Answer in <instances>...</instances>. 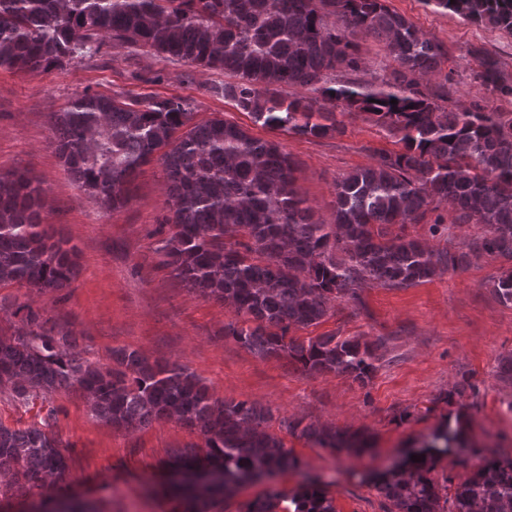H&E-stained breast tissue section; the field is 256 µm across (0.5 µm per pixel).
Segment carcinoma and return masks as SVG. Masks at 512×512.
<instances>
[{
    "instance_id": "1",
    "label": "carcinoma",
    "mask_w": 512,
    "mask_h": 512,
    "mask_svg": "<svg viewBox=\"0 0 512 512\" xmlns=\"http://www.w3.org/2000/svg\"><path fill=\"white\" fill-rule=\"evenodd\" d=\"M478 26L512 32V0H427ZM384 44L395 67L377 86L340 78L360 67L355 38ZM172 62L237 78L215 87L253 122L307 138L342 136L336 108L376 118L402 147L336 182L335 219L316 218L296 187L295 163L281 145L250 136L220 118L193 122L180 98L156 100L85 92L50 117V139L77 187L109 210L129 202L127 185L159 159L167 174L169 216L157 229L163 264L187 288L234 308L224 335L259 358L286 356L309 374L345 375L367 386L380 361L378 344L334 333L299 340L291 333L318 325L339 299L366 285L409 288L455 270L470 256L512 262V113L479 104L445 110L446 97L419 78L442 70L448 55L386 0H0V68L39 72L98 52L105 40ZM491 96H512V81L492 56L475 74ZM301 93L283 96L279 87ZM397 104H391V100ZM45 189L24 175L0 174V286L60 292L80 274L78 251L44 223ZM454 224H483L469 252H436L393 225L444 230L438 204ZM512 305V269L493 284ZM14 332L0 335V386L27 405L40 395L78 388L96 415L117 429L175 420L203 440L172 452L163 470L210 469L209 484H171L183 512H224L241 481L299 465L270 432L271 408L221 399L188 368L126 347L111 363L92 361L70 330L29 304L17 306ZM465 378L443 397L446 424L433 432L425 461L373 475L384 512H512V459L489 451L484 464L457 484L452 501L432 473L441 454L459 446L466 428ZM60 409L38 424L0 423V475L8 486L43 489L68 467L67 447L53 431ZM319 448L360 454L373 446L365 430L279 419ZM452 508H446V504ZM27 512H96L71 494L39 495ZM244 512H336L315 482L291 493L273 490Z\"/></svg>"
}]
</instances>
